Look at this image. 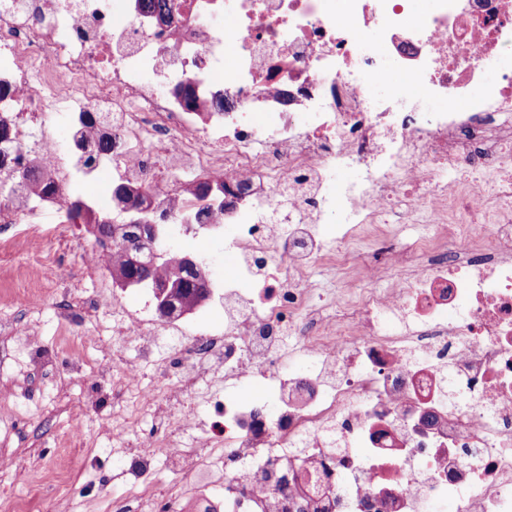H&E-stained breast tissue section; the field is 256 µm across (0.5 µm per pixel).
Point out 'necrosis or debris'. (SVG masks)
Returning <instances> with one entry per match:
<instances>
[{
  "label": "necrosis or debris",
  "mask_w": 512,
  "mask_h": 512,
  "mask_svg": "<svg viewBox=\"0 0 512 512\" xmlns=\"http://www.w3.org/2000/svg\"><path fill=\"white\" fill-rule=\"evenodd\" d=\"M0 81V181L35 163L59 188L0 194L2 225L104 171L171 224L224 186L223 330L98 292L141 358L177 355L170 383L127 367L140 413L112 429L182 472L168 512L208 487L273 512L278 470L318 512H512V0H0ZM401 224L422 227L402 248ZM218 373L276 408L228 398L185 438ZM146 417L160 435H137Z\"/></svg>",
  "instance_id": "4bbe7bcc"
}]
</instances>
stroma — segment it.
<instances>
[{"label": "stroma", "mask_w": 512, "mask_h": 512, "mask_svg": "<svg viewBox=\"0 0 512 512\" xmlns=\"http://www.w3.org/2000/svg\"><path fill=\"white\" fill-rule=\"evenodd\" d=\"M68 245L44 234L23 236L15 253L0 260V454L13 466L0 480V504L26 512H105L115 493L133 483L128 459L112 443L114 412H128L132 398L122 387L121 358L136 349L112 333V310L99 308L93 321L61 306L65 294L82 299L111 282L110 272L90 273L84 262L97 245L88 225L74 227ZM52 254L58 274L41 307L28 311V293L41 279L40 261ZM24 322L28 333L11 327ZM85 334L91 368L77 369L62 347V333ZM81 424L83 443L66 436Z\"/></svg>", "instance_id": "stroma-1"}]
</instances>
